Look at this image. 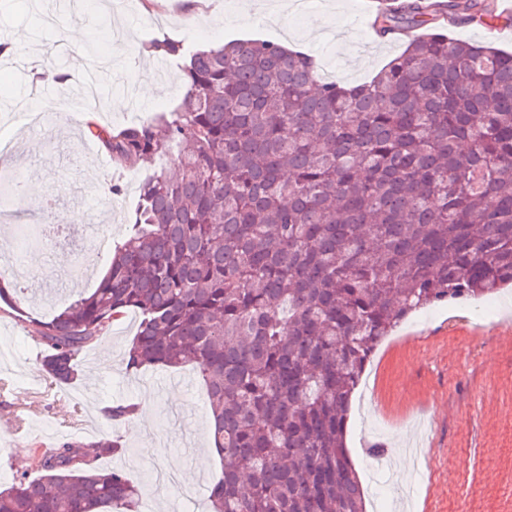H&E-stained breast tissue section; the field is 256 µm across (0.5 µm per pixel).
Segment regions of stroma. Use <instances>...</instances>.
<instances>
[{"label":"stroma","instance_id":"1","mask_svg":"<svg viewBox=\"0 0 512 512\" xmlns=\"http://www.w3.org/2000/svg\"><path fill=\"white\" fill-rule=\"evenodd\" d=\"M374 0H156L132 11L122 0H0V42L16 45L0 57V136L15 151L0 157V182H24L31 194L14 206L15 220L0 222V249L16 247L21 224L50 219L122 240L138 204L140 183L158 168L117 167L91 135L89 123L120 127L181 101L173 62L150 53L152 40L170 37L191 46L258 34L289 39L332 68L339 80L374 76L399 54L407 36L381 38L352 31ZM83 27L82 42H66L68 26ZM110 73L96 98L97 112L74 124L55 118L37 135L8 121L27 94H68L91 66ZM152 98L137 94L141 81ZM81 151H73L71 140ZM120 182L121 196L106 203L103 188ZM87 237H37L25 252L28 301L22 311L44 318L96 288L109 264L88 258ZM497 313L480 315L474 302L436 306L413 315L378 348L354 397L346 442L366 495L367 512H395L386 498L382 457H390L403 484L412 486L408 512H512V290L491 298ZM19 311V312H22ZM19 312L0 301V489L12 482V464L66 438L120 437L121 456L105 468L123 469L142 491L140 512H207V489L219 476L207 432L204 389L190 368L125 373L122 358L136 332L128 314L79 357L80 379L48 387L39 346ZM139 403L142 418L117 424L104 411ZM179 470H172V461Z\"/></svg>","mask_w":512,"mask_h":512}]
</instances>
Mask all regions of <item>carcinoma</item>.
<instances>
[{"mask_svg": "<svg viewBox=\"0 0 512 512\" xmlns=\"http://www.w3.org/2000/svg\"><path fill=\"white\" fill-rule=\"evenodd\" d=\"M512 26L494 0L378 9L379 35L419 33L369 82L316 75L277 41L150 51L181 73L170 114L90 132L140 186L97 288L29 319L56 385L128 312V373L191 365L224 462L211 512H366L345 446L353 394L409 315L512 285V53L449 35ZM26 290L0 273V299ZM135 403L106 410L131 419ZM120 440L38 450L0 512H139L141 489L99 461Z\"/></svg>", "mask_w": 512, "mask_h": 512, "instance_id": "obj_1", "label": "carcinoma"}]
</instances>
